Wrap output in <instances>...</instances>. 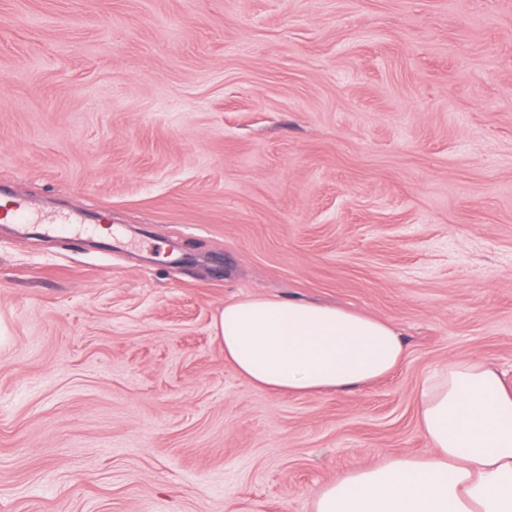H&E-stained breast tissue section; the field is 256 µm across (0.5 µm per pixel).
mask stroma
<instances>
[{"label": "stroma", "mask_w": 512, "mask_h": 512, "mask_svg": "<svg viewBox=\"0 0 512 512\" xmlns=\"http://www.w3.org/2000/svg\"><path fill=\"white\" fill-rule=\"evenodd\" d=\"M0 185L42 218L0 224V512H310L428 452L438 368L512 380V0H0ZM248 297L407 356L259 389L214 332Z\"/></svg>", "instance_id": "35a3bbf8"}]
</instances>
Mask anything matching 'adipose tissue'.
<instances>
[{
  "label": "adipose tissue",
  "mask_w": 512,
  "mask_h": 512,
  "mask_svg": "<svg viewBox=\"0 0 512 512\" xmlns=\"http://www.w3.org/2000/svg\"><path fill=\"white\" fill-rule=\"evenodd\" d=\"M224 359L277 393L347 391L382 378L406 346L387 322L302 299L225 304ZM429 454L388 457L324 485L311 512H512V383L482 360H453L424 383Z\"/></svg>",
  "instance_id": "1"
}]
</instances>
